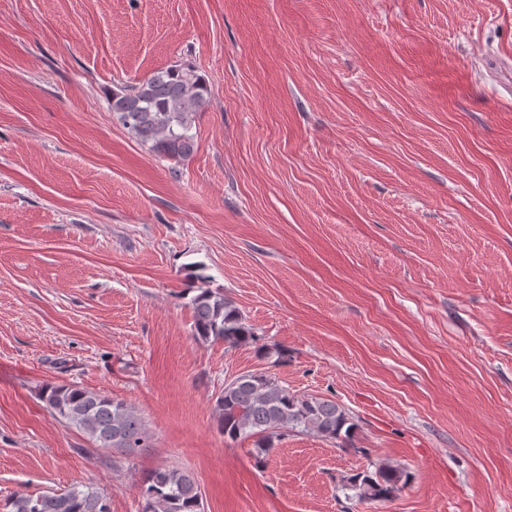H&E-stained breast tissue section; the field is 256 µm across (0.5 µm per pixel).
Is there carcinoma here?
<instances>
[{
  "label": "carcinoma",
  "mask_w": 512,
  "mask_h": 512,
  "mask_svg": "<svg viewBox=\"0 0 512 512\" xmlns=\"http://www.w3.org/2000/svg\"><path fill=\"white\" fill-rule=\"evenodd\" d=\"M211 89L194 71L174 65L112 96V111L122 125L164 156L182 160L194 149L192 114L203 108ZM191 300L194 334L221 340L229 348L257 343L258 337L240 310L224 295L199 286ZM55 416L87 433L100 448L123 451L143 448L144 421L123 400L74 384H45L39 391ZM217 422L232 441L253 439V457L260 464L275 448L281 430L314 431L331 439L350 440L357 423L336 402L288 390L267 372H248L224 385L216 400ZM410 473L388 463H375L342 478L341 489L351 497L375 502L391 499ZM141 512H203V494L194 476L178 467H160L140 485ZM9 512H112L109 500L96 488L73 486L63 492L34 496L13 494Z\"/></svg>",
  "instance_id": "cac0c4a2"
}]
</instances>
